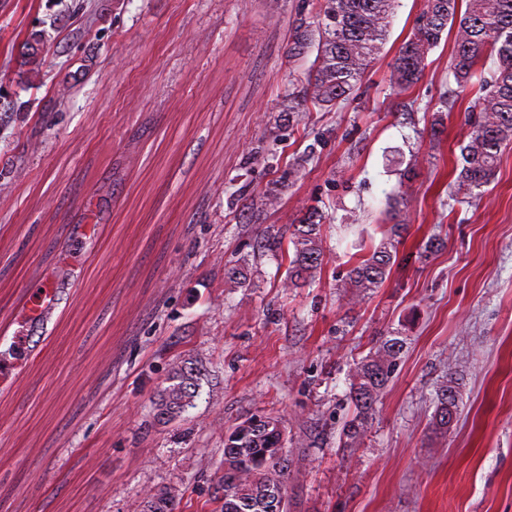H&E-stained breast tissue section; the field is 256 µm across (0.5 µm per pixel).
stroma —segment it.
<instances>
[{
    "mask_svg": "<svg viewBox=\"0 0 512 512\" xmlns=\"http://www.w3.org/2000/svg\"><path fill=\"white\" fill-rule=\"evenodd\" d=\"M422 7L400 0L339 107L290 114L314 56L289 48L316 0H0V325L60 288L0 392V512H139L163 486L211 512L225 435L266 414L293 460L291 512H512V149L483 197L452 200L480 90L446 108L447 36L393 94ZM39 25L31 79L19 46ZM311 208L323 264L287 290L264 241ZM386 211L399 263L360 301L345 276ZM383 336L404 350L361 444L341 447L353 365ZM180 360L199 394L164 422L154 403ZM451 374L459 418L439 433L431 396Z\"/></svg>",
    "mask_w": 512,
    "mask_h": 512,
    "instance_id": "35a3bbf8",
    "label": "stroma"
}]
</instances>
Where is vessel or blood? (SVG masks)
<instances>
[{
    "mask_svg": "<svg viewBox=\"0 0 512 512\" xmlns=\"http://www.w3.org/2000/svg\"><path fill=\"white\" fill-rule=\"evenodd\" d=\"M56 306L54 289L45 288L33 294L28 306L19 315L17 327L9 336H1L0 344L11 349L12 358L0 361V389L4 390L24 374L30 351L26 336L31 325L44 321Z\"/></svg>",
    "mask_w": 512,
    "mask_h": 512,
    "instance_id": "obj_1",
    "label": "vessel or blood"
}]
</instances>
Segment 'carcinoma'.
Here are the masks:
<instances>
[{
  "label": "carcinoma",
  "mask_w": 512,
  "mask_h": 512,
  "mask_svg": "<svg viewBox=\"0 0 512 512\" xmlns=\"http://www.w3.org/2000/svg\"><path fill=\"white\" fill-rule=\"evenodd\" d=\"M424 0L412 36L405 40L392 64L391 84L398 94L410 91L421 78L431 50L444 33L454 34L453 77L464 90L479 79V87L490 89L478 98L479 117L471 123L461 148L462 165L457 175L458 190L480 198L493 180L501 156L512 145V0ZM399 0H319L311 21L299 25L292 50L299 56L308 50L315 57L307 70L306 87L300 99L288 94V111L309 103L332 109L361 84L371 63L385 44L390 20ZM46 34L35 31L22 43V64L36 76L42 66ZM494 58L497 69L486 81L481 66ZM325 215L307 210L294 226L290 243L285 288H296L315 278L324 252L320 233ZM398 230L391 228L380 244L357 261L347 275L348 287L362 301L381 286L397 259ZM404 342L396 337L381 339L377 350L355 363L349 396L355 417L343 431L342 447L354 448L367 432L379 395L387 386ZM199 376L194 369L177 362L169 385L156 403L157 417H179L198 394ZM433 427L448 431L458 414L459 382L453 376L440 383L433 396ZM280 421L264 416L258 425L243 421L224 439V475L220 478L218 507L213 512H290L286 481L291 458L281 444ZM182 494L163 487L147 501L143 512H178Z\"/></svg>",
  "instance_id": "carcinoma-1"
}]
</instances>
